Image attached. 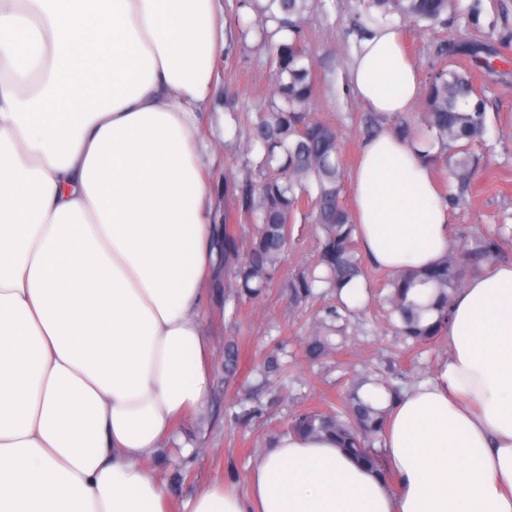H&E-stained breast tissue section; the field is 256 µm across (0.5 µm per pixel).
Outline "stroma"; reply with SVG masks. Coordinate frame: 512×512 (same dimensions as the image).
Masks as SVG:
<instances>
[{"mask_svg":"<svg viewBox=\"0 0 512 512\" xmlns=\"http://www.w3.org/2000/svg\"><path fill=\"white\" fill-rule=\"evenodd\" d=\"M226 2L229 9L224 13V38L231 49L217 65L218 81L200 130L201 136L216 147L204 179L218 224L224 216L225 175L245 178L258 159L257 154L239 151L235 118L257 112L259 99L253 91L265 87L270 76L267 55L256 31L240 28L241 23L256 18L251 0ZM475 2L480 5V13L474 18L470 8ZM457 5L458 14L449 20L443 35L449 44L479 41L488 51L501 54L489 68L468 56L457 55L444 61L452 68L468 69L487 98L483 167L471 192L452 208V237L460 243L492 225H512V0H457ZM361 11L362 0H320L319 8L305 21L319 78L317 112L333 123L352 168L358 163L360 141L366 133L367 111L347 85L353 50L363 35L355 24ZM389 22L400 25L406 51L420 79L428 81L444 63L437 55L440 35L425 27L401 24L394 15ZM382 274L380 268L367 267L365 297L349 318L343 353L315 365L301 358L296 337L308 328L309 317L319 309V302H293L289 288L278 277L263 308L237 325L231 310L224 307L223 275L212 279L211 301L203 313V327L213 348L210 404L206 412L187 413L176 424L177 431L198 438L201 446L186 465L159 453L143 461L164 482L175 504H183L199 484L209 480L226 482L239 494H246V475L252 462L270 441L285 433L296 409L335 395L355 374L388 369L399 345L390 327L374 318ZM232 335L239 336L246 357L280 347L291 363L287 382L274 378L262 388L258 397L262 414L249 422L234 416L240 385L224 383V339Z\"/></svg>","mask_w":512,"mask_h":512,"instance_id":"35a3bbf8","label":"stroma"}]
</instances>
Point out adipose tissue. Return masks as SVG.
<instances>
[{
  "mask_svg": "<svg viewBox=\"0 0 512 512\" xmlns=\"http://www.w3.org/2000/svg\"><path fill=\"white\" fill-rule=\"evenodd\" d=\"M224 0H0V512H169L141 459L211 396L201 315L220 265L200 124ZM349 84L411 112L419 73L375 24ZM423 142L365 136L358 243L387 271L434 266L452 217ZM448 354L388 399L390 478L334 437L286 433L249 491L203 483L186 512H512V261L468 277Z\"/></svg>",
  "mask_w": 512,
  "mask_h": 512,
  "instance_id": "obj_1",
  "label": "adipose tissue"
}]
</instances>
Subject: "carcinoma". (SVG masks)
I'll use <instances>...</instances> for the list:
<instances>
[{
  "mask_svg": "<svg viewBox=\"0 0 512 512\" xmlns=\"http://www.w3.org/2000/svg\"><path fill=\"white\" fill-rule=\"evenodd\" d=\"M453 4L454 0H368V7L378 9L383 18L396 14L415 27L424 23L431 29L446 24ZM317 7L318 0H255L253 4L271 80L261 111L238 119V135L245 140L246 152L261 150L255 179L224 177V274L237 298L234 315L238 317L241 306L256 304L273 277L284 270L298 219L316 226L315 258L306 269L288 273L293 299L310 297L317 283L334 293L363 274L356 224L344 202L346 171L336 129L315 115V65L305 19ZM370 120L371 133L387 123L400 133L424 138L433 167L448 173V182L458 191L470 189L480 167L479 146L487 125L484 103L468 72L446 66L436 72L414 120L402 116L386 121L374 113ZM511 241L512 227L499 224L451 248L431 268L387 275L382 305L388 318L398 320L395 333L411 341L407 350L441 339L454 293L468 274L491 265ZM417 285L431 286L434 298L426 304L411 299L410 290ZM342 309L348 307L326 306L323 315L313 320L300 343L305 358L316 361L341 349L332 337L343 336ZM429 311L436 312L437 318L425 324L423 315ZM255 371L266 378L279 377L287 371V363L272 352L247 367L237 339L226 337L224 383ZM367 383L383 387L393 398L401 393L387 378L357 375L348 391L298 410L288 431L332 433L340 448L384 472L385 463L374 442L385 436L390 414L360 396Z\"/></svg>",
  "mask_w": 512,
  "mask_h": 512,
  "instance_id": "cac0c4a2",
  "label": "carcinoma"
}]
</instances>
